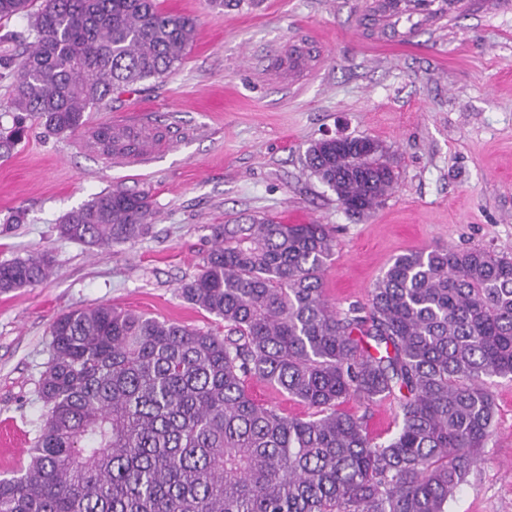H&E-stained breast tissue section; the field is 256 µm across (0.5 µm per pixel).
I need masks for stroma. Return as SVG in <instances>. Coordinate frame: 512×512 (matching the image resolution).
<instances>
[{"mask_svg":"<svg viewBox=\"0 0 512 512\" xmlns=\"http://www.w3.org/2000/svg\"><path fill=\"white\" fill-rule=\"evenodd\" d=\"M374 0H157L195 20L176 71L88 109L112 123L180 135L135 158L107 160L81 136L54 137L35 119L0 158V260L32 250L51 277L0 295V473L37 434L38 380L61 313L111 304L195 328L215 318L178 295L211 247L210 225L258 215L328 225L336 238L327 300L366 303L396 256L427 246L512 252V0H458L443 16L414 14L395 31L368 28ZM311 55L284 64L291 46ZM367 136L398 173L373 212H345L304 165L325 136ZM147 191L151 232L90 248L60 238L61 217L103 190ZM24 210L26 221L9 223ZM497 413L485 459L448 512H512V379L489 381Z\"/></svg>","mask_w":512,"mask_h":512,"instance_id":"1","label":"stroma"}]
</instances>
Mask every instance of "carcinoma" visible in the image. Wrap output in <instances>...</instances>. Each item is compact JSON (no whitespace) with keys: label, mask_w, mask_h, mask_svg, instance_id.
<instances>
[{"label":"carcinoma","mask_w":512,"mask_h":512,"mask_svg":"<svg viewBox=\"0 0 512 512\" xmlns=\"http://www.w3.org/2000/svg\"><path fill=\"white\" fill-rule=\"evenodd\" d=\"M426 0H378L371 21L413 15ZM27 21L12 80L13 126L0 157L25 139L24 116L49 134L86 130L99 155L135 157L149 137L87 127L116 90L179 67L194 20L156 0H0ZM364 137L306 151L311 172L352 214L388 197L396 175ZM149 193L102 191L67 212L59 235L88 247L149 234ZM202 269L178 288L224 323V335L99 305L57 317L39 382L43 422L26 459L0 476V512H448L484 460L495 404L512 378V258L433 246L399 255L365 305L332 306L323 275L335 250L323 224L246 216L209 226ZM33 251L0 262V294L49 278ZM260 381L308 409L292 416L249 392ZM387 400L394 432L372 435L346 409Z\"/></svg>","instance_id":"obj_1"}]
</instances>
